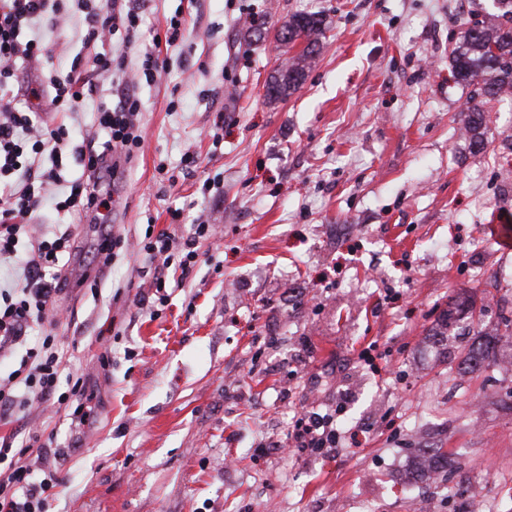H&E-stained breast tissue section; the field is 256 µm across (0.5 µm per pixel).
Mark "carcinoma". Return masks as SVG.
Instances as JSON below:
<instances>
[{
  "instance_id": "cac0c4a2",
  "label": "carcinoma",
  "mask_w": 512,
  "mask_h": 512,
  "mask_svg": "<svg viewBox=\"0 0 512 512\" xmlns=\"http://www.w3.org/2000/svg\"><path fill=\"white\" fill-rule=\"evenodd\" d=\"M325 37L324 19L316 14H294L275 34L276 42L289 57L288 68L268 84L271 98H285L295 92L310 69ZM302 49L290 54L295 45ZM449 76L454 83L474 86L471 99H499L512 93V0H493L485 9L473 4L469 17L462 22V31L449 57ZM488 121L483 105L471 104L463 113V138L473 152L486 147ZM474 320L473 310L465 300L454 299L439 318L435 336H446L462 321ZM512 341V320L503 324L502 332L484 344L470 349L466 355L469 369L477 371L495 359L497 344Z\"/></svg>"
}]
</instances>
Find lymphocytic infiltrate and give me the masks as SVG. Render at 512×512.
Returning <instances> with one entry per match:
<instances>
[{"mask_svg": "<svg viewBox=\"0 0 512 512\" xmlns=\"http://www.w3.org/2000/svg\"><path fill=\"white\" fill-rule=\"evenodd\" d=\"M80 14L82 41L91 46L90 58H74L64 77L43 73L49 59L46 43L34 27H56ZM142 15L130 0H0V260L22 262V282L0 289V351L13 347L34 327L57 322V300L66 278L61 270L76 252L69 225L32 236L31 223L46 206L73 217L104 207L103 186L117 179L137 156L141 146L138 116L142 102L135 93H121L117 100L98 99L95 121L104 137L74 143L68 120L79 114L96 91V80L117 85L152 83L168 65L153 50L140 54L135 69H128L129 50L136 44ZM36 69L42 76L28 84L24 96L13 93L20 68ZM49 100L52 114L43 116L42 100ZM72 160L81 175L64 181L65 160ZM67 188L59 197L50 189ZM215 234L212 225L200 223L193 239L177 243L167 231L145 237L140 247L148 261L188 273L198 262L199 238ZM68 392H61L60 382ZM66 406L72 422L85 424L95 415L93 398L82 378L64 373L60 341L45 334L39 346L6 380L0 381V420L25 410L32 400ZM297 452L326 456L336 448L340 434L333 415L304 411L288 437ZM40 442L29 436L25 443L0 440V512H49L59 479L53 470L36 468L23 459Z\"/></svg>", "mask_w": 512, "mask_h": 512, "instance_id": "f902f5d3", "label": "lymphocytic infiltrate"}]
</instances>
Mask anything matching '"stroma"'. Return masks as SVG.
Here are the masks:
<instances>
[{
  "label": "stroma",
  "instance_id": "35a3bbf8",
  "mask_svg": "<svg viewBox=\"0 0 512 512\" xmlns=\"http://www.w3.org/2000/svg\"><path fill=\"white\" fill-rule=\"evenodd\" d=\"M298 13L322 14L326 37L299 90L273 100L274 35ZM467 13V0H144L141 47L177 14L189 49L137 89L142 147L111 205L128 250L101 266L99 227L50 208L32 228L76 237L55 332L97 405L76 430L37 401L0 421V437H52L50 512H417L429 497L459 512L455 485L512 512V351L462 364L512 316V251L488 230L512 225V101L489 104V144L471 153L470 90L448 74ZM47 39L58 74L90 54L78 20ZM187 150L199 171L181 170ZM200 221L219 237L198 242L167 304L143 302L147 227L182 240ZM453 298L473 303L477 334L432 335ZM371 344L382 360L360 359ZM312 409L336 411L335 454L287 451ZM421 448L463 466L412 476Z\"/></svg>",
  "mask_w": 512,
  "mask_h": 512
}]
</instances>
